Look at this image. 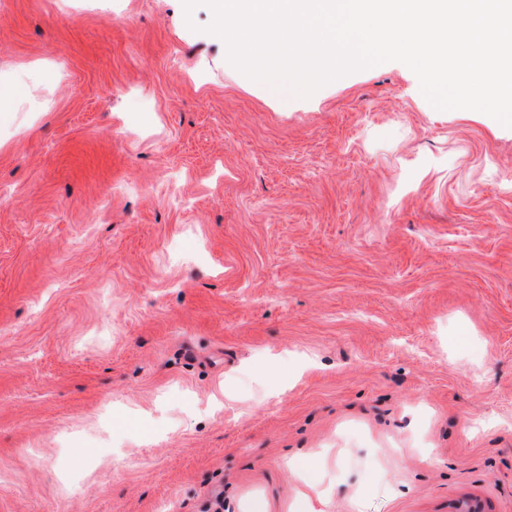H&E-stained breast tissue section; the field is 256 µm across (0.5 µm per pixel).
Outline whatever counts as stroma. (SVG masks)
Wrapping results in <instances>:
<instances>
[{
  "mask_svg": "<svg viewBox=\"0 0 512 512\" xmlns=\"http://www.w3.org/2000/svg\"><path fill=\"white\" fill-rule=\"evenodd\" d=\"M211 23L0 0V512H512V128Z\"/></svg>",
  "mask_w": 512,
  "mask_h": 512,
  "instance_id": "1",
  "label": "stroma"
}]
</instances>
